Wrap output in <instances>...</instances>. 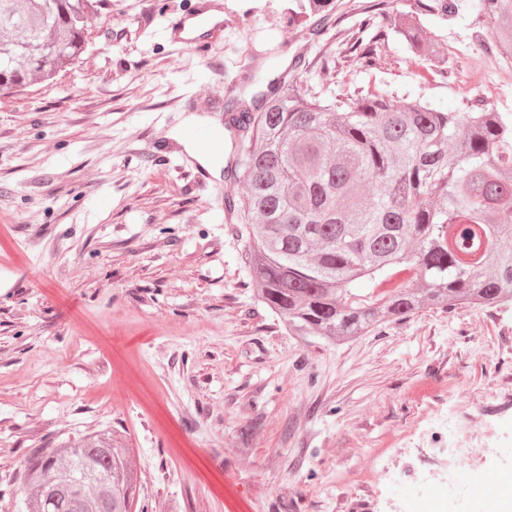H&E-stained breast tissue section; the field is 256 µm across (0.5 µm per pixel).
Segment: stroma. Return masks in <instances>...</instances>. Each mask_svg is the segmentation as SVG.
Masks as SVG:
<instances>
[{"instance_id": "stroma-1", "label": "stroma", "mask_w": 512, "mask_h": 512, "mask_svg": "<svg viewBox=\"0 0 512 512\" xmlns=\"http://www.w3.org/2000/svg\"><path fill=\"white\" fill-rule=\"evenodd\" d=\"M376 0H336L321 35L292 0H217L207 56L170 44L193 0H110L81 59L0 98V512H20L22 465L49 442L122 432L145 512H416L400 440L499 404L495 451L429 494L485 512L484 468L512 472V304L423 310L354 342L290 335L255 303L223 173L196 177L186 119L221 121L302 55L304 86L372 87L446 112L512 113L485 87L463 19L423 17L448 75L411 57ZM375 49L364 68L348 41Z\"/></svg>"}]
</instances>
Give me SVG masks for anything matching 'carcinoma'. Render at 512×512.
Masks as SVG:
<instances>
[{"instance_id": "obj_1", "label": "carcinoma", "mask_w": 512, "mask_h": 512, "mask_svg": "<svg viewBox=\"0 0 512 512\" xmlns=\"http://www.w3.org/2000/svg\"><path fill=\"white\" fill-rule=\"evenodd\" d=\"M312 35L334 0H296ZM105 0H0V97L48 82L86 49ZM471 16L470 39L512 61V0H417L393 26L415 56L448 76V57L420 37L419 14ZM293 75L247 105L224 107L236 133L224 198L239 221L257 303L294 336L352 342L424 309L512 303V121L477 108L443 112L355 88L330 101ZM21 512H136L143 487L131 448L79 437L23 463Z\"/></svg>"}]
</instances>
